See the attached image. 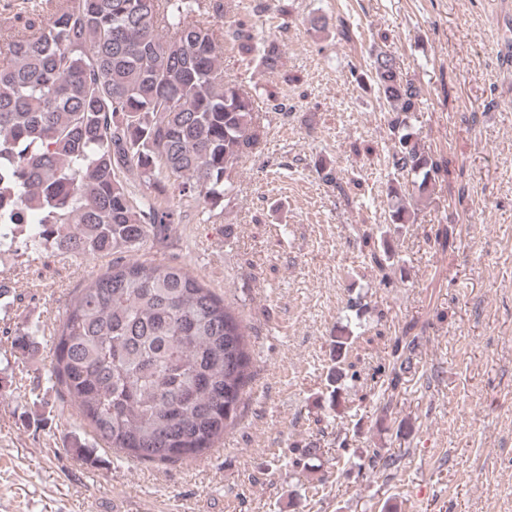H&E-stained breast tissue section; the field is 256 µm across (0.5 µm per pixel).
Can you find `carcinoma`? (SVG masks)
Returning a JSON list of instances; mask_svg holds the SVG:
<instances>
[{"mask_svg": "<svg viewBox=\"0 0 512 512\" xmlns=\"http://www.w3.org/2000/svg\"><path fill=\"white\" fill-rule=\"evenodd\" d=\"M201 0H37L0 41V253H136L174 223L170 190L215 208L260 144L251 98L224 81L218 35L191 15ZM241 47L275 69L274 41ZM369 81L390 114L393 176L431 191L436 162L412 120L420 89L379 51ZM149 196L138 200L126 173ZM40 327L14 348L38 349ZM336 341L341 389L352 364ZM234 310L181 266L115 260L71 299L48 381L93 435L140 462L204 456L233 423L252 379Z\"/></svg>", "mask_w": 512, "mask_h": 512, "instance_id": "obj_1", "label": "carcinoma"}]
</instances>
